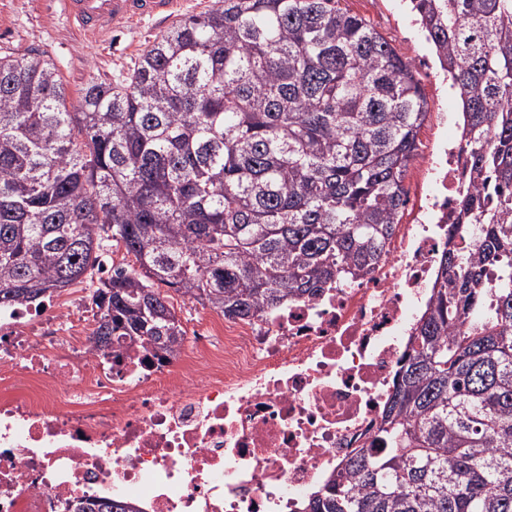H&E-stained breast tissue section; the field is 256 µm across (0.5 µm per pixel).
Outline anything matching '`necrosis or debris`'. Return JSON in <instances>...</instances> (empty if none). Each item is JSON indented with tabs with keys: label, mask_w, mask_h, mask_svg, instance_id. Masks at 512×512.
<instances>
[{
	"label": "necrosis or debris",
	"mask_w": 512,
	"mask_h": 512,
	"mask_svg": "<svg viewBox=\"0 0 512 512\" xmlns=\"http://www.w3.org/2000/svg\"><path fill=\"white\" fill-rule=\"evenodd\" d=\"M460 139L428 140L366 274L244 320L198 314L171 356L92 344L79 298L0 311V512L115 495L144 512H301L376 447L448 243Z\"/></svg>",
	"instance_id": "1"
}]
</instances>
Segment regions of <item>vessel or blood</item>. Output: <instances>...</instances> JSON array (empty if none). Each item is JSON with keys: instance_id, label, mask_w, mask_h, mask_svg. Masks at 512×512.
Masks as SVG:
<instances>
[{"instance_id": "obj_1", "label": "vessel or blood", "mask_w": 512, "mask_h": 512, "mask_svg": "<svg viewBox=\"0 0 512 512\" xmlns=\"http://www.w3.org/2000/svg\"><path fill=\"white\" fill-rule=\"evenodd\" d=\"M64 14L90 39L134 18L172 17L180 0H61Z\"/></svg>"}]
</instances>
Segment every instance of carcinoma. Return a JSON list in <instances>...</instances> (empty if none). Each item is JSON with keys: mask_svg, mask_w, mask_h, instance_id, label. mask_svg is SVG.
<instances>
[{"mask_svg": "<svg viewBox=\"0 0 512 512\" xmlns=\"http://www.w3.org/2000/svg\"><path fill=\"white\" fill-rule=\"evenodd\" d=\"M461 104L469 169L379 428L303 512H512V0H410ZM429 114L411 60L341 0H216L68 107L46 52L0 57V309L83 282L92 338L172 355L157 286L227 317L368 270ZM469 237L463 252L455 238ZM74 512H140L118 498Z\"/></svg>", "mask_w": 512, "mask_h": 512, "instance_id": "1", "label": "carcinoma"}]
</instances>
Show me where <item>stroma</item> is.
<instances>
[{"instance_id": "obj_1", "label": "stroma", "mask_w": 512, "mask_h": 512, "mask_svg": "<svg viewBox=\"0 0 512 512\" xmlns=\"http://www.w3.org/2000/svg\"><path fill=\"white\" fill-rule=\"evenodd\" d=\"M343 7L369 21L396 50L412 60L431 111L462 120L456 94L443 83L432 45L419 33L406 0H342ZM164 21H135L90 41L56 12L51 0H0V56L19 57L29 49L46 51L67 87L70 107L79 104L88 77L105 83L122 80L142 50L167 30Z\"/></svg>"}]
</instances>
